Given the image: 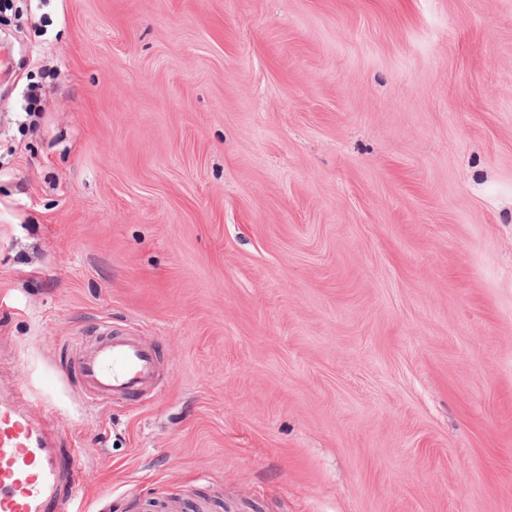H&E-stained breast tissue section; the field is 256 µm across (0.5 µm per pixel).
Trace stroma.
Returning a JSON list of instances; mask_svg holds the SVG:
<instances>
[{
  "instance_id": "stroma-1",
  "label": "stroma",
  "mask_w": 512,
  "mask_h": 512,
  "mask_svg": "<svg viewBox=\"0 0 512 512\" xmlns=\"http://www.w3.org/2000/svg\"><path fill=\"white\" fill-rule=\"evenodd\" d=\"M1 55L0 403L80 512H512V0H0ZM157 357L137 336H104L79 359L85 387L96 400L142 393L155 375Z\"/></svg>"
}]
</instances>
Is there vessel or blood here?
Masks as SVG:
<instances>
[{
	"mask_svg": "<svg viewBox=\"0 0 512 512\" xmlns=\"http://www.w3.org/2000/svg\"><path fill=\"white\" fill-rule=\"evenodd\" d=\"M157 357L138 337H102L80 358L85 387L94 399L132 398L148 387ZM59 464L30 416L0 405V512H73L82 491L72 477L69 496L57 488Z\"/></svg>",
	"mask_w": 512,
	"mask_h": 512,
	"instance_id": "1",
	"label": "vessel or blood"
}]
</instances>
